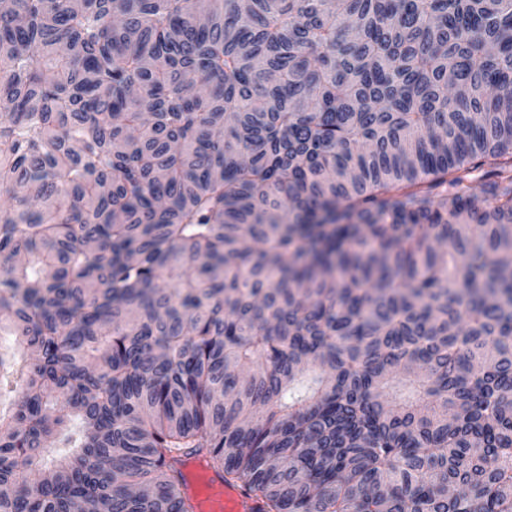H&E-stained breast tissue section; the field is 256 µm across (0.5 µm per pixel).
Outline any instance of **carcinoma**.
Masks as SVG:
<instances>
[{
	"instance_id": "carcinoma-1",
	"label": "carcinoma",
	"mask_w": 512,
	"mask_h": 512,
	"mask_svg": "<svg viewBox=\"0 0 512 512\" xmlns=\"http://www.w3.org/2000/svg\"><path fill=\"white\" fill-rule=\"evenodd\" d=\"M0 190V512H512V0H0ZM197 472L204 474L211 484L224 489L226 499L231 502V504L224 502V512H260L259 503L247 496L243 487L237 486L233 489L224 487L212 469H197Z\"/></svg>"
}]
</instances>
